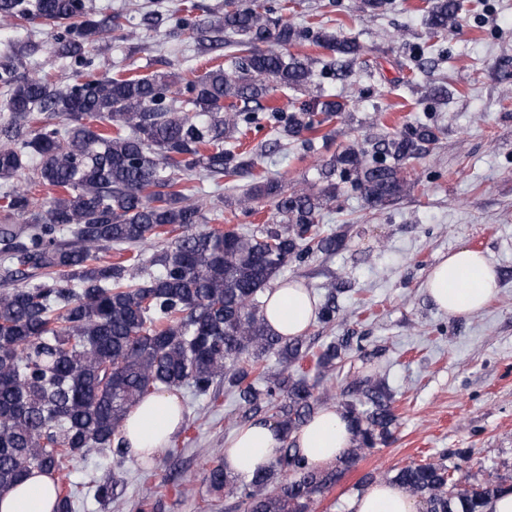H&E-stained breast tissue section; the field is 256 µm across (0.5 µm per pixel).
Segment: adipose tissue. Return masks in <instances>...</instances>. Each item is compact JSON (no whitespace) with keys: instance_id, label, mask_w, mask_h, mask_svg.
I'll return each mask as SVG.
<instances>
[{"instance_id":"1","label":"adipose tissue","mask_w":512,"mask_h":512,"mask_svg":"<svg viewBox=\"0 0 512 512\" xmlns=\"http://www.w3.org/2000/svg\"><path fill=\"white\" fill-rule=\"evenodd\" d=\"M424 287L438 309L451 315L478 312L499 291L489 258L466 246L442 256L427 274ZM264 315L276 333L297 336L316 321L318 300L299 283H284L267 292ZM184 421L185 410L176 392L164 389L150 394L128 413L121 431L123 445L135 461H150L172 445ZM291 439L314 467L336 462L352 445L350 423L333 406L321 408ZM281 446L273 423L245 422L224 442V466L234 474H252L270 465ZM57 501L55 482L39 474L0 496V512H55ZM350 512H419V504L401 486L377 482L353 497Z\"/></svg>"}]
</instances>
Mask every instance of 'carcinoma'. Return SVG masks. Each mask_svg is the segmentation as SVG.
Here are the masks:
<instances>
[{"label":"carcinoma","instance_id":"obj_1","mask_svg":"<svg viewBox=\"0 0 512 512\" xmlns=\"http://www.w3.org/2000/svg\"><path fill=\"white\" fill-rule=\"evenodd\" d=\"M459 0H428L426 23L445 30L455 23ZM194 6L182 8L170 36L188 39L198 56L224 48L227 64L201 75L195 70L109 76L90 71L91 51L124 38V15L98 19L87 0H0V20L42 19L60 27L55 52L89 69L81 83L26 75L28 49L0 57L8 142L0 145V198L21 224H0V266L12 287L0 292V496L33 472L63 477L66 464L94 449L119 444L128 410L161 389L191 388L206 397L222 381L248 421L270 414L283 446L265 469L242 477L216 457L204 468L208 491L224 496L228 512H315L317 496L360 455L383 444L395 421L393 397L379 379L354 386L341 402L355 446L330 468H313L290 442L315 413L320 398L304 378L285 375L307 356L306 337L281 336L265 319L261 296L292 257L336 251V236L316 229L318 197L287 194L272 179L242 190L239 204L252 209L270 201L285 224L257 235L237 230L194 232L206 222L199 190L186 182L242 177L254 162L237 150L238 134L271 124L286 141L309 133L318 139L320 113L346 105L316 96L292 113L270 104L275 88L299 89L312 81L319 59L288 53L304 39L334 56L356 62L361 46L321 25L303 28L281 18L266 0H229L224 13L198 22ZM55 114L60 123L44 120ZM421 126L411 138L392 139L386 153L397 163L435 139ZM337 164L356 175L371 205L402 189L398 168L344 151ZM56 189L38 201L29 186ZM177 236L149 260L108 263L102 253ZM48 279L30 284L33 276ZM319 320L336 318V289L319 301ZM351 349V338L316 356L319 373L333 371ZM275 356L276 377L258 389L248 381ZM391 480L417 497L425 512H484L499 483L463 487L443 462L410 464ZM118 481L96 486L109 506L119 500ZM78 490L59 487L56 512H75Z\"/></svg>","mask_w":512,"mask_h":512}]
</instances>
